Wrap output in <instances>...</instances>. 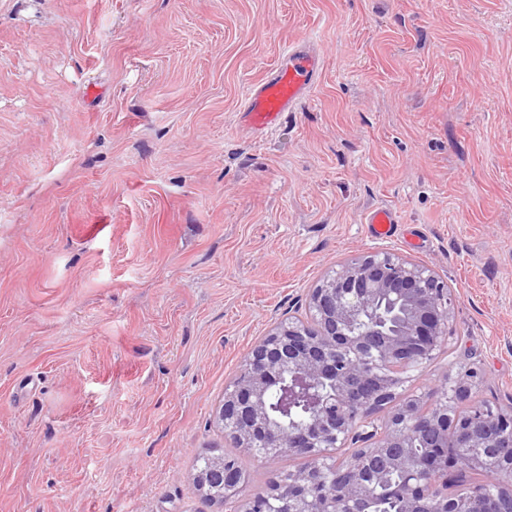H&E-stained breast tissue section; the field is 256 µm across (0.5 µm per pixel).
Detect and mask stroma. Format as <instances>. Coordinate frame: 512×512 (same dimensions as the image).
Returning a JSON list of instances; mask_svg holds the SVG:
<instances>
[{
	"instance_id": "obj_1",
	"label": "stroma",
	"mask_w": 512,
	"mask_h": 512,
	"mask_svg": "<svg viewBox=\"0 0 512 512\" xmlns=\"http://www.w3.org/2000/svg\"><path fill=\"white\" fill-rule=\"evenodd\" d=\"M323 70L267 137L248 86ZM397 210L395 235L366 224ZM430 265L460 367L512 407V0H0V512H219L197 457L248 349L354 255ZM322 60L310 40L292 42L267 76L253 83L240 108V120L256 136L272 133L286 112H294L312 93ZM366 224H369L374 236L384 237L392 231L393 224H400V221L396 210L376 207L369 211Z\"/></svg>"
}]
</instances>
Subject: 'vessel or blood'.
<instances>
[{
  "mask_svg": "<svg viewBox=\"0 0 512 512\" xmlns=\"http://www.w3.org/2000/svg\"><path fill=\"white\" fill-rule=\"evenodd\" d=\"M322 70V60L310 40L301 39L283 49L267 76L253 83L240 108V119L251 133H272L285 113L295 111L312 93ZM399 217L396 210L376 207L366 222L374 236H387Z\"/></svg>",
  "mask_w": 512,
  "mask_h": 512,
  "instance_id": "obj_1",
  "label": "vessel or blood"
}]
</instances>
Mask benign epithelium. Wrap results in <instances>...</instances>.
I'll use <instances>...</instances> for the list:
<instances>
[{"label":"benign epithelium","mask_w":512,"mask_h":512,"mask_svg":"<svg viewBox=\"0 0 512 512\" xmlns=\"http://www.w3.org/2000/svg\"><path fill=\"white\" fill-rule=\"evenodd\" d=\"M308 317L274 323L244 355L224 389L215 420L250 455H297L306 465L273 477L229 512H369L383 473L399 469L406 512H503L512 499V410L473 405L477 372L458 375L450 400L423 408L419 396L395 398L398 373L435 357L448 342L454 302L429 265L391 251L355 256L311 290ZM308 394L309 416L285 426L270 415L269 393L283 381ZM459 454L444 455L448 431ZM424 448L414 457L408 448ZM352 448L329 464V449ZM493 479L489 493L450 495L448 463ZM195 488L222 507L239 501L245 477L233 460L205 456Z\"/></svg>","instance_id":"7a95c632"}]
</instances>
